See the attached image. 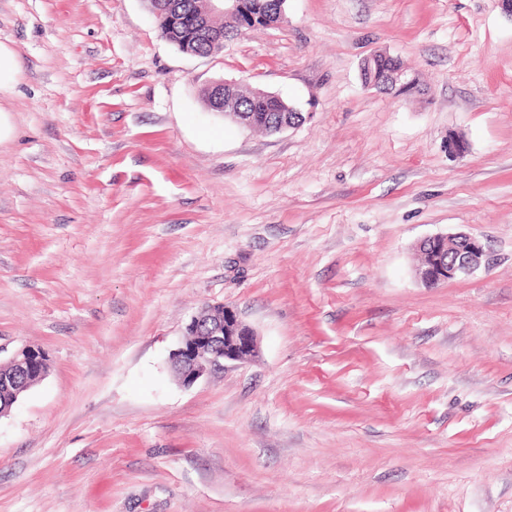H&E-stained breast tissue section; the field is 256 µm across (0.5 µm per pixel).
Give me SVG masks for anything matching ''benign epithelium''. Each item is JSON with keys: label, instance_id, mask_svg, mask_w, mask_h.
Wrapping results in <instances>:
<instances>
[{"label": "benign epithelium", "instance_id": "1", "mask_svg": "<svg viewBox=\"0 0 512 512\" xmlns=\"http://www.w3.org/2000/svg\"><path fill=\"white\" fill-rule=\"evenodd\" d=\"M207 12L236 15L242 26L250 22L262 21L266 27L287 22L284 10L271 17L258 13L260 6L249 0H205ZM363 68L372 76L368 87L374 88L389 83L394 93H409L417 90L415 78L404 71H391L382 75L377 54L363 61ZM213 94L215 110L224 117L244 127L254 125V115L240 107L241 95L255 92L276 103V111L292 112L278 95L255 91L236 80H219L209 86ZM419 251L428 255L429 261L419 269V278L428 284H437L472 273L485 255V247L480 240L465 233L435 234L419 243ZM258 350L255 331L247 325L239 313L231 306L222 303L208 304L191 318L186 326L182 345L172 353V364L181 382L190 386L208 371L224 366L227 361L242 362L250 359ZM48 372V363L36 362L33 351L23 349L16 353L6 365H0V388L10 394V401L27 392L41 381Z\"/></svg>", "mask_w": 512, "mask_h": 512}]
</instances>
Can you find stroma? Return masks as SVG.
Listing matches in <instances>:
<instances>
[{"instance_id":"35a3bbf8","label":"stroma","mask_w":512,"mask_h":512,"mask_svg":"<svg viewBox=\"0 0 512 512\" xmlns=\"http://www.w3.org/2000/svg\"><path fill=\"white\" fill-rule=\"evenodd\" d=\"M285 13L198 56L143 0H0V362L49 360L0 415V512H512V17ZM378 51L421 92L366 87ZM224 78L306 121H224ZM455 232L481 266L425 285ZM215 302L258 351L184 386ZM419 251L429 261L419 269V278L428 284H437L472 273L485 255L480 240L465 233L435 234L419 243Z\"/></svg>"}]
</instances>
